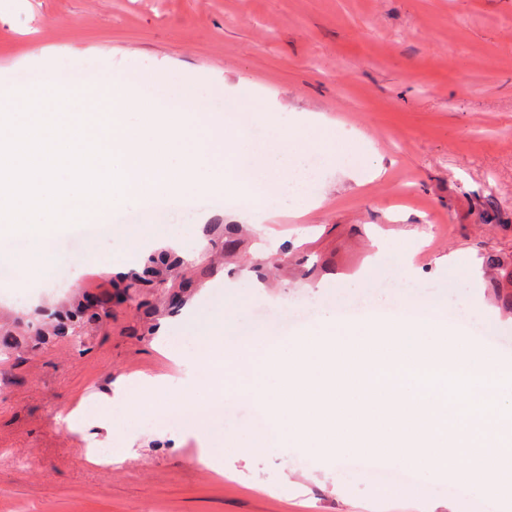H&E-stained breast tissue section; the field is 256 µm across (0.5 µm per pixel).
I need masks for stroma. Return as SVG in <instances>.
Wrapping results in <instances>:
<instances>
[{
    "label": "stroma",
    "mask_w": 512,
    "mask_h": 512,
    "mask_svg": "<svg viewBox=\"0 0 512 512\" xmlns=\"http://www.w3.org/2000/svg\"><path fill=\"white\" fill-rule=\"evenodd\" d=\"M54 48L49 64L88 77L137 84L178 75L196 95L223 85L227 96L278 110L282 122L322 121L331 143L315 196L301 209L283 201L246 245L248 263L202 277L170 268L201 316L221 308L264 338L315 328L320 304L362 307L412 289L422 303L464 298L485 310L475 327L512 357V0H0V83L25 81L19 60ZM381 161L371 180L349 164ZM231 224L224 199L168 212L150 233L201 254L207 237L196 212ZM115 238L97 237L103 261L85 265L78 235L61 238L66 262L49 279L0 283V326L24 330L35 309L51 313L75 298L112 297V314L80 344L57 341L0 356V512H448L451 488L393 499L377 470L317 465L287 449L233 448L216 473L178 424L119 422L96 397L118 377L185 368L166 353L183 334L186 308L153 289L135 307L116 296L154 247L113 261ZM407 252L399 277L387 259ZM282 253L288 264L262 282L251 262ZM83 410L71 431L62 409ZM246 401H226L212 423L237 436L257 427ZM132 440L122 464L90 462L89 447Z\"/></svg>",
    "instance_id": "stroma-1"
}]
</instances>
